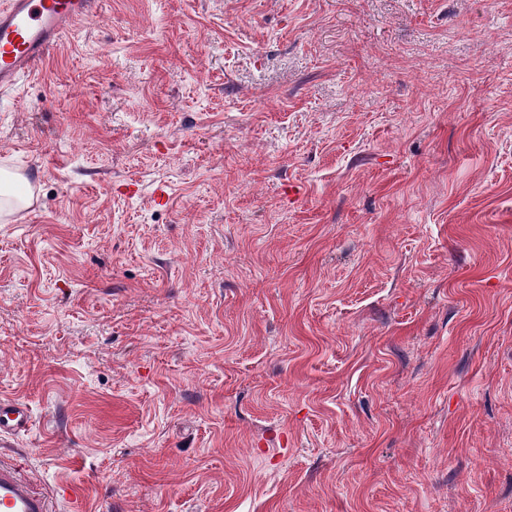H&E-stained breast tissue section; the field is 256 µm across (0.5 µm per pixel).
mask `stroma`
<instances>
[{
    "instance_id": "1",
    "label": "stroma",
    "mask_w": 512,
    "mask_h": 512,
    "mask_svg": "<svg viewBox=\"0 0 512 512\" xmlns=\"http://www.w3.org/2000/svg\"><path fill=\"white\" fill-rule=\"evenodd\" d=\"M2 167L38 488L512 512V0H101L0 96ZM2 175V178H1ZM0 211L9 212L30 204V195L25 192L23 182L8 171L0 172Z\"/></svg>"
}]
</instances>
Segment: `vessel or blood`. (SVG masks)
Returning a JSON list of instances; mask_svg holds the SVG:
<instances>
[{
  "label": "vessel or blood",
  "mask_w": 512,
  "mask_h": 512,
  "mask_svg": "<svg viewBox=\"0 0 512 512\" xmlns=\"http://www.w3.org/2000/svg\"><path fill=\"white\" fill-rule=\"evenodd\" d=\"M99 0H0V95L14 91L47 51ZM33 425L26 402L0 397V441L28 433ZM0 512H55L52 497L39 491L19 465L0 460Z\"/></svg>",
  "instance_id": "b4317fda"
}]
</instances>
